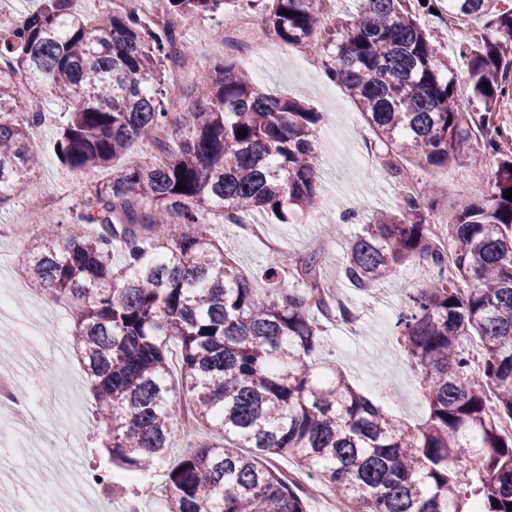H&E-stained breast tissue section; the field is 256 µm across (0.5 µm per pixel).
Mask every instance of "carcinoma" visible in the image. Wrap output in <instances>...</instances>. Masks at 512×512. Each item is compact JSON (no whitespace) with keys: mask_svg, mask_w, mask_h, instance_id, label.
Returning <instances> with one entry per match:
<instances>
[{"mask_svg":"<svg viewBox=\"0 0 512 512\" xmlns=\"http://www.w3.org/2000/svg\"><path fill=\"white\" fill-rule=\"evenodd\" d=\"M445 1L461 22L486 30L477 46H461L471 112L462 111L440 41L420 22ZM231 2L253 0L166 5L188 20ZM358 2L357 13L323 27L318 0H268L265 25L323 54L329 76L394 155L446 168L479 145L496 164L492 192L446 214L453 276L429 236V200L407 197L398 211L374 214L347 243L343 270L358 289L407 264L430 270L420 288L399 284L394 324L429 408L418 427L315 359L321 320L350 318L329 303L321 253L272 258L268 287L255 288L208 232L211 217L236 224L242 213L264 211L284 222L316 209L319 113L222 62L184 90L185 112L170 120L162 66L189 46L136 6L91 18L75 0H38L0 28V205L37 163L30 129L41 115L16 111L34 90L71 104L58 138L63 165L84 173L120 163L112 180L84 187L80 206L46 215L17 268L31 290L69 308L104 453L147 483L183 415L220 435L189 444L167 470V512H307L279 459L316 477L348 512H475L471 502L480 512H512V434L488 413L461 345L479 339L489 393L512 417V201L503 197L512 188V152L503 149L512 131L497 123L512 102V5ZM148 139L156 151L130 154ZM117 245L120 267L112 264ZM287 263L301 288L282 284ZM173 343L181 397L170 384Z\"/></svg>","mask_w":512,"mask_h":512,"instance_id":"carcinoma-1","label":"carcinoma"}]
</instances>
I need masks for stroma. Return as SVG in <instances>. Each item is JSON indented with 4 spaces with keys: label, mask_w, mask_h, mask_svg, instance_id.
Segmentation results:
<instances>
[{
    "label": "stroma",
    "mask_w": 512,
    "mask_h": 512,
    "mask_svg": "<svg viewBox=\"0 0 512 512\" xmlns=\"http://www.w3.org/2000/svg\"><path fill=\"white\" fill-rule=\"evenodd\" d=\"M238 12H216L207 17L210 39L198 36L191 24L180 28L190 46V54L210 66L227 59L257 73L258 80L271 92L307 102L323 119L317 133L321 203L312 214H293L287 223H279L267 214L245 213L240 226L210 227L215 239L232 234L234 261L245 270L254 287H263L261 270L270 256L256 240L244 235V224L263 225L268 236L277 240L280 255L294 257L319 251L325 257L321 275L330 288L356 307V322L324 325V344L320 359L334 362L355 387L398 418L415 425L425 421L427 408L420 395L418 379L403 349L395 338L394 310L400 297L387 284L366 293L349 285L343 276V243L359 230L358 224L342 226L333 234L341 211L364 201L367 211L392 210L402 201L394 179L385 170H368L359 163L362 144L376 137L356 106L344 91H337L335 104L325 103L316 83L308 79L298 60L287 51L263 44L255 32L240 28ZM50 119L37 128L33 143L41 161L35 178L46 188V212L55 213L79 203L81 186L104 182L112 177L108 168H97L79 175L61 165L56 142L67 114L64 104L49 99ZM495 164L482 153H475L469 166L421 172L418 194L435 201V216H443L462 196L478 197L491 191ZM68 185L65 199H57L59 185ZM11 315L0 318V359L9 363L21 387L32 389L30 422L20 431L9 421H0V482L21 488L30 507L41 512L52 495H63L65 473L89 470L91 450L98 442L93 422V397L82 368L74 358V328L68 316L59 315L55 304L42 299L27 329L34 337L24 340L11 333ZM71 433L69 444L59 439L60 429ZM115 485L127 495L138 497L145 512H164L165 473L157 471L150 484L133 480L130 473L113 468Z\"/></svg>",
    "instance_id": "35a3bbf8"
}]
</instances>
